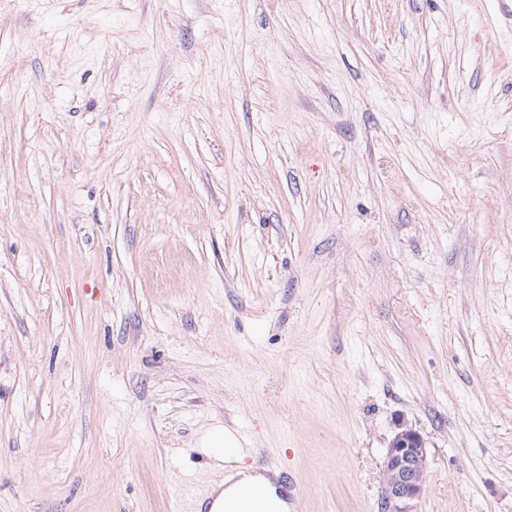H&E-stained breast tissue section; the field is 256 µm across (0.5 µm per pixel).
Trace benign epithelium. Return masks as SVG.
Masks as SVG:
<instances>
[{
	"mask_svg": "<svg viewBox=\"0 0 512 512\" xmlns=\"http://www.w3.org/2000/svg\"><path fill=\"white\" fill-rule=\"evenodd\" d=\"M381 472L383 512H416L428 477L426 442L408 421L394 423Z\"/></svg>",
	"mask_w": 512,
	"mask_h": 512,
	"instance_id": "obj_1",
	"label": "benign epithelium"
}]
</instances>
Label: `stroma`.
Instances as JSON below:
<instances>
[{
	"label": "stroma",
	"instance_id": "1",
	"mask_svg": "<svg viewBox=\"0 0 512 512\" xmlns=\"http://www.w3.org/2000/svg\"><path fill=\"white\" fill-rule=\"evenodd\" d=\"M512 512V0H0V512ZM394 428L381 472L382 510L416 512L428 477L426 442L404 418H398ZM223 484L224 488H221V485L218 487V489H221L217 493L215 504L214 499H211L200 512H212L213 504L215 509L222 508L224 504L225 512H247L246 501L248 493L254 485L258 484L262 485L270 496L268 497L263 487L255 486L251 493L250 512H271L268 510V498L277 504L278 508L283 506L286 509V506L278 501L273 480L269 477L253 474L248 470H239L228 475Z\"/></svg>",
	"mask_w": 512,
	"mask_h": 512
}]
</instances>
